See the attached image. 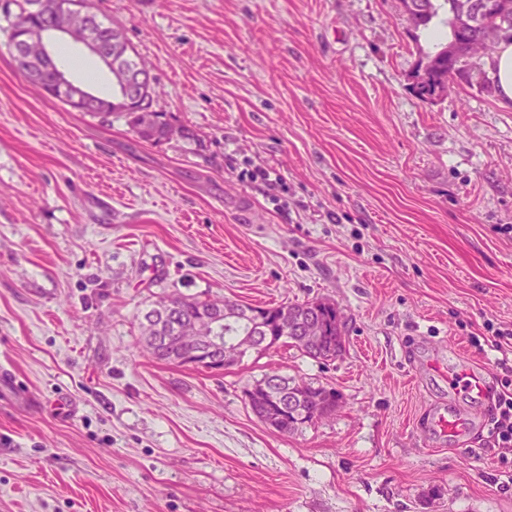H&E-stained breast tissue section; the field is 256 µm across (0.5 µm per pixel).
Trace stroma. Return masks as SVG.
I'll list each match as a JSON object with an SVG mask.
<instances>
[{
	"instance_id": "stroma-1",
	"label": "stroma",
	"mask_w": 512,
	"mask_h": 512,
	"mask_svg": "<svg viewBox=\"0 0 512 512\" xmlns=\"http://www.w3.org/2000/svg\"><path fill=\"white\" fill-rule=\"evenodd\" d=\"M150 66L175 127L77 111L15 71L0 30V512H512L485 404L512 357V108L460 84L420 99L438 46L401 0H90ZM71 80L112 93L69 37ZM271 167L258 188L244 170ZM333 302L344 348L281 344L215 373L156 359L160 298ZM335 389L284 434L246 390L270 372ZM454 402L472 426L430 432Z\"/></svg>"
}]
</instances>
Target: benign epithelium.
I'll return each instance as SVG.
<instances>
[{"label":"benign epithelium","mask_w":512,"mask_h":512,"mask_svg":"<svg viewBox=\"0 0 512 512\" xmlns=\"http://www.w3.org/2000/svg\"><path fill=\"white\" fill-rule=\"evenodd\" d=\"M43 6L50 8L55 17L52 26H31L23 27V36L20 46L10 49V56L14 68L25 74L34 83L41 85L42 91L48 96H54L57 91H67L70 96V103L74 109L80 112L99 111L97 96L87 92L82 86L68 79L64 72L58 67L48 48V37L53 33H60L68 36L75 43L82 45L113 73V78L124 84L128 97L134 99V103L127 106V111L139 115L147 112V109L140 107L139 99L144 91L152 90L153 78L150 73L138 71L137 74L119 72L115 62V52H111L99 36L91 19L94 12L88 7V0L79 4L59 5V0H44ZM473 25V10L467 0H460L456 17V30L465 31ZM42 70L49 69L54 73V78L47 84L42 78L34 73V68ZM224 313L234 318L245 315L253 320L260 330L266 329L265 317L258 310H249L236 307L232 310L226 309ZM275 335L264 337L262 345L271 349L283 341L293 338L303 346H311L319 341L322 329L311 322L296 323L290 319L287 313H282L275 325ZM256 336H245L237 343V351L219 358L214 352L220 350L222 342L219 337L205 331L202 324L197 323L190 330L189 336L183 340V357L181 362L190 366H207L211 372L224 370L230 362H240L242 354H246L257 348ZM298 390L288 394L279 390L268 380L259 385H252L247 388L246 396L249 406L256 417L273 430L288 432V406L295 401L302 399Z\"/></svg>","instance_id":"1"}]
</instances>
